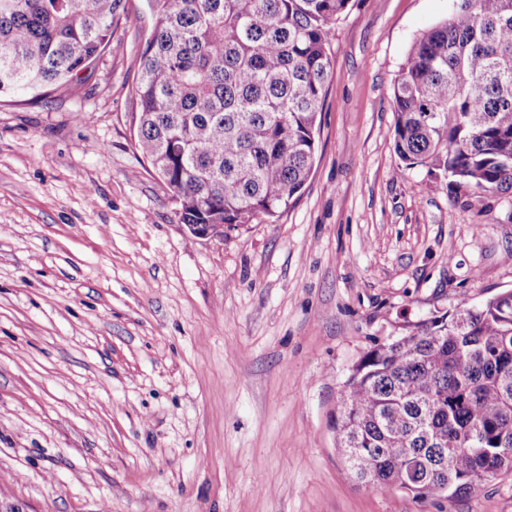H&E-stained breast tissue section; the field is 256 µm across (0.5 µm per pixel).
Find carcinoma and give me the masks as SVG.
<instances>
[{"mask_svg":"<svg viewBox=\"0 0 512 512\" xmlns=\"http://www.w3.org/2000/svg\"><path fill=\"white\" fill-rule=\"evenodd\" d=\"M137 145L185 225L224 238L301 196L350 0H147ZM124 0H0V92L67 88ZM393 144L472 196L512 187V0H457L392 88ZM337 447L355 477L415 499L512 473V290L369 350L347 380Z\"/></svg>","mask_w":512,"mask_h":512,"instance_id":"obj_1","label":"carcinoma"}]
</instances>
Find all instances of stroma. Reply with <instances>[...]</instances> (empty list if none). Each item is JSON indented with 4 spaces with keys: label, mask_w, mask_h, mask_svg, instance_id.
<instances>
[{
    "label": "stroma",
    "mask_w": 512,
    "mask_h": 512,
    "mask_svg": "<svg viewBox=\"0 0 512 512\" xmlns=\"http://www.w3.org/2000/svg\"><path fill=\"white\" fill-rule=\"evenodd\" d=\"M66 90L0 93V505L23 512H512V476L421 500L361 483L333 422L374 345L512 290V188L394 151L392 85L455 0H351L311 176L229 239L138 151L124 0Z\"/></svg>",
    "instance_id": "1"
}]
</instances>
